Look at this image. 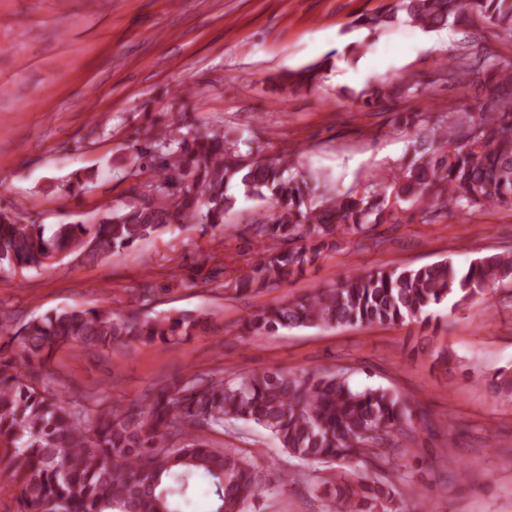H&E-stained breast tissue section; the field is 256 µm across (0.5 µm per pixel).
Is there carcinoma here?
Instances as JSON below:
<instances>
[{
    "instance_id": "cac0c4a2",
    "label": "carcinoma",
    "mask_w": 512,
    "mask_h": 512,
    "mask_svg": "<svg viewBox=\"0 0 512 512\" xmlns=\"http://www.w3.org/2000/svg\"><path fill=\"white\" fill-rule=\"evenodd\" d=\"M425 32L469 27L478 15L512 27V0H394L387 10L352 21L363 33L347 44L355 58L371 37L398 15ZM322 61L279 77L296 93L320 86ZM496 78L477 113L448 110L430 135L417 137L389 188L344 190L317 172H294L284 150L272 158L242 151L235 129L149 121L128 145L132 165L147 178L129 190L130 201L108 207L92 224L55 225L50 233L17 211L0 209V273L39 270L50 258L88 251L116 255L173 226L216 235L238 195L261 203L248 222L260 257L233 279L238 294L288 282L338 248L336 238L383 224L395 202L468 210L512 201V70L482 55L442 60L436 80L466 94L472 76ZM425 92L410 80H377L359 93L363 104L415 98ZM91 171L71 174L65 194L83 193ZM303 245H297V242ZM512 278V251L487 254L458 267L445 259L413 267L354 272L329 288L256 310L242 336L281 329L394 325L429 320L446 301L458 306ZM207 321L189 313L117 314L95 307L60 309L20 327L0 319V447L19 480L21 512H184L196 490H211V512H245L265 493L256 467L237 448H220L205 432L254 424L292 458L323 466L361 461L373 476H338L323 484L336 512H388V473L402 453L396 436L417 418L418 406L384 387L357 389L344 370L291 374L250 369L227 377H176L147 402L114 403L88 414L39 380L38 371L59 351L170 343L190 337Z\"/></svg>"
}]
</instances>
